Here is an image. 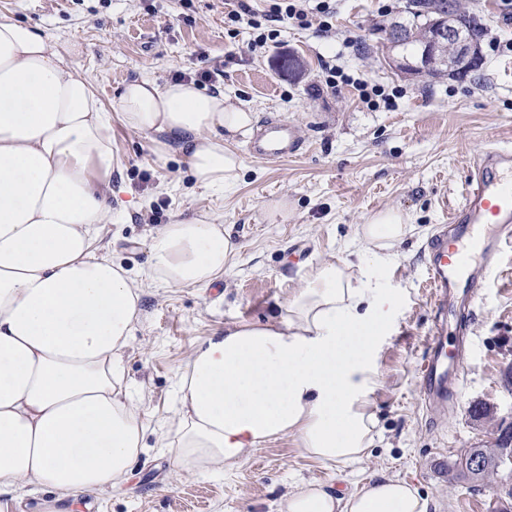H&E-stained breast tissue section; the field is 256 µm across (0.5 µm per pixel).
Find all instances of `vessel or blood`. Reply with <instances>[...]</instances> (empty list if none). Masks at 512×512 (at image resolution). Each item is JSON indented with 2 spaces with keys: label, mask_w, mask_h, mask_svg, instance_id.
I'll use <instances>...</instances> for the list:
<instances>
[{
  "label": "vessel or blood",
  "mask_w": 512,
  "mask_h": 512,
  "mask_svg": "<svg viewBox=\"0 0 512 512\" xmlns=\"http://www.w3.org/2000/svg\"><path fill=\"white\" fill-rule=\"evenodd\" d=\"M305 139L287 121L261 120L247 142L253 158L276 163L298 155ZM512 243V149L493 146L475 155L462 198L427 245L426 285L434 318L427 335V354L420 374V396L431 419H439L457 400L466 373L468 319L459 299L475 300L491 277V266H474L475 257L492 258ZM455 339V358L445 347Z\"/></svg>",
  "instance_id": "obj_1"
}]
</instances>
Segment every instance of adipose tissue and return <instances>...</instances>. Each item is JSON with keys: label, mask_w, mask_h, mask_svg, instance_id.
<instances>
[{"label": "adipose tissue", "mask_w": 512, "mask_h": 512, "mask_svg": "<svg viewBox=\"0 0 512 512\" xmlns=\"http://www.w3.org/2000/svg\"><path fill=\"white\" fill-rule=\"evenodd\" d=\"M80 49L39 27L0 21V493L26 481L57 500L120 487L146 446L125 354L144 288L209 286L237 250L201 212L149 228L152 261L135 277L105 254L112 222V122L70 62ZM128 129L175 144L195 185L221 189L243 167L228 137L255 115L223 92L141 78L118 97ZM407 215L361 225L364 253L327 260L263 323H234L192 351L163 439L181 467L238 465L291 435L309 456L358 459L373 440L365 396L376 344L399 295L383 284ZM394 479L339 497L320 484L289 493L287 512H428Z\"/></svg>", "instance_id": "ef3b65f1"}]
</instances>
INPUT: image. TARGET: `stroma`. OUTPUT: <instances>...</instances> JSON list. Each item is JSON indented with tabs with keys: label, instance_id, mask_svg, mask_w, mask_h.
Instances as JSON below:
<instances>
[{
	"label": "stroma",
	"instance_id": "stroma-1",
	"mask_svg": "<svg viewBox=\"0 0 512 512\" xmlns=\"http://www.w3.org/2000/svg\"><path fill=\"white\" fill-rule=\"evenodd\" d=\"M456 3L485 27L484 65L463 82L409 79L390 69L375 31L378 0H336L331 31L284 22L276 46L256 50L250 29L227 35L226 0H0V19L80 44L71 67L114 115L113 259L132 275L147 271L146 231L155 208L165 224L202 211L219 216L238 246L223 281L144 290L126 369L142 399L147 447L127 483L77 494L71 512H286L287 493L303 484H324L346 497L387 478L417 489L428 512H491L496 483L475 488L448 469L466 449L494 447L499 422H512V249L495 257L496 272L473 305L458 405L435 426L419 394L433 321L423 248L460 201L474 156L493 144L512 146V52L488 44L512 42V23L498 0ZM292 57L299 62L293 73ZM327 62L383 86L389 102L370 108L352 87L327 88ZM216 63L224 75L206 91L247 104L257 118L287 120L308 143L302 155L267 164L246 157L247 138L236 135L230 147L243 155V169L221 191L195 187L179 152L116 116L124 84L147 76L162 85ZM281 199L286 215L269 219L266 205ZM389 208L408 213L413 229L385 271L401 303L368 389L376 418L370 448L354 461H326L304 454L288 436L250 450L232 468L183 470L160 439L174 414L176 377L196 345L230 323L266 322L313 267L360 250V225ZM478 405L491 408L492 418L474 417Z\"/></svg>",
	"mask_w": 512,
	"mask_h": 512
}]
</instances>
